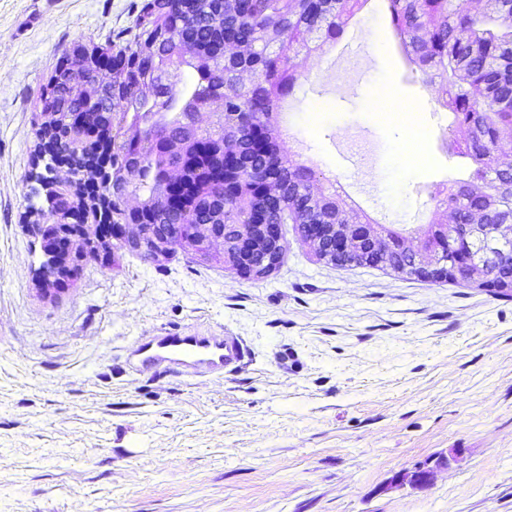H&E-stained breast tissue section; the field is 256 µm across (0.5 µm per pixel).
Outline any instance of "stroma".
I'll return each mask as SVG.
<instances>
[{
    "label": "stroma",
    "mask_w": 512,
    "mask_h": 512,
    "mask_svg": "<svg viewBox=\"0 0 512 512\" xmlns=\"http://www.w3.org/2000/svg\"><path fill=\"white\" fill-rule=\"evenodd\" d=\"M139 4L0 0V512H512V299L317 260L291 223L259 278L216 244L155 262L125 246L43 292L41 99L57 58L111 45ZM291 67L292 127L323 170L389 223L432 211L410 126L441 86L402 67L385 20ZM190 323L239 337L244 362L198 380L125 368L136 337Z\"/></svg>",
    "instance_id": "35a3bbf8"
}]
</instances>
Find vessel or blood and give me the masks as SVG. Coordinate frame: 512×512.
Returning <instances> with one entry per match:
<instances>
[{
  "label": "vessel or blood",
  "instance_id": "obj_1",
  "mask_svg": "<svg viewBox=\"0 0 512 512\" xmlns=\"http://www.w3.org/2000/svg\"><path fill=\"white\" fill-rule=\"evenodd\" d=\"M247 349L223 330L192 325L137 337L124 349V363L136 376L166 373L178 378H220L241 365Z\"/></svg>",
  "mask_w": 512,
  "mask_h": 512
}]
</instances>
